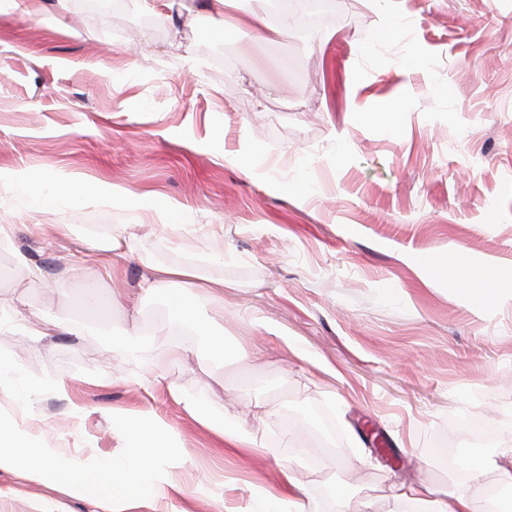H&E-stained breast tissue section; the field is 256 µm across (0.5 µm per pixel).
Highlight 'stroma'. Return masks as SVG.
<instances>
[{
    "label": "stroma",
    "mask_w": 512,
    "mask_h": 512,
    "mask_svg": "<svg viewBox=\"0 0 512 512\" xmlns=\"http://www.w3.org/2000/svg\"><path fill=\"white\" fill-rule=\"evenodd\" d=\"M35 0L0 16V316L40 311L41 339L0 332L9 389L0 410L36 444L120 466L128 441L110 411L164 417L180 512H268L290 466L309 512H336V485L387 512L394 482L478 495L496 483L437 461L460 420L512 432V280L490 292L451 281L440 257L512 264V0H339L340 18L259 39L209 0L84 13ZM395 97L394 120L375 113ZM84 184L54 194L58 180ZM150 198L155 214L98 195ZM43 224H68L46 239ZM119 234L114 276L85 244ZM431 258L415 270L406 258ZM223 282L224 303L165 359L172 289L141 294L148 267ZM136 306L109 308L114 289ZM224 328V350L206 336ZM41 392L29 399L28 388ZM259 444L242 457L175 394ZM85 412L74 419L72 408ZM328 411L326 446L294 407ZM399 466L373 452L375 437ZM321 454L314 476L307 456ZM96 512L43 472H0V512L28 497Z\"/></svg>",
    "instance_id": "1"
}]
</instances>
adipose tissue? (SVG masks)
<instances>
[{
	"label": "adipose tissue",
	"mask_w": 512,
	"mask_h": 512,
	"mask_svg": "<svg viewBox=\"0 0 512 512\" xmlns=\"http://www.w3.org/2000/svg\"><path fill=\"white\" fill-rule=\"evenodd\" d=\"M184 411L191 418L209 421V409L192 398H182ZM112 424L128 439L133 464L117 472L111 466L91 460L75 463L62 460L55 449L35 446L16 418H0V472L23 473L39 467L52 480L67 485L71 491L94 500L101 512H116L117 505L145 507L149 512H176L171 503V490L176 487L172 473L160 461L162 442L156 429L164 423L154 417L144 422L123 413H112ZM212 431L223 439L226 447L247 452L255 450V441L241 428L210 423ZM418 512H476L466 490L452 487L445 491L423 484L394 483L389 512H405L406 507Z\"/></svg>",
	"instance_id": "adipose-tissue-1"
}]
</instances>
